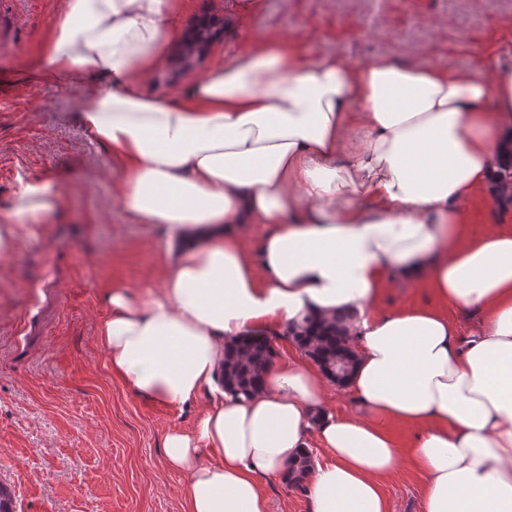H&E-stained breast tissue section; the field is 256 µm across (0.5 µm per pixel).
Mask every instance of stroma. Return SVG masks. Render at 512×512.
I'll list each match as a JSON object with an SVG mask.
<instances>
[{
	"label": "stroma",
	"instance_id": "stroma-1",
	"mask_svg": "<svg viewBox=\"0 0 512 512\" xmlns=\"http://www.w3.org/2000/svg\"><path fill=\"white\" fill-rule=\"evenodd\" d=\"M58 0H0V214L21 177L48 180L62 213L16 227L0 252V484L13 512H182V473L168 468L171 427L191 430L201 396L173 407L136 396L106 367L97 340L104 296L127 288L142 300L160 285L165 237L113 194L110 153L77 116L103 80L73 91L42 79L34 64ZM179 21H218L205 54L174 59L143 89L175 95L214 60L251 43L293 38L313 60L378 56L475 72H512V0H187ZM422 475L403 460L387 480L391 512H418Z\"/></svg>",
	"mask_w": 512,
	"mask_h": 512
}]
</instances>
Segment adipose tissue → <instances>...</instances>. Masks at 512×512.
Segmentation results:
<instances>
[{
    "mask_svg": "<svg viewBox=\"0 0 512 512\" xmlns=\"http://www.w3.org/2000/svg\"><path fill=\"white\" fill-rule=\"evenodd\" d=\"M181 11V0H59L40 69L75 89L85 73L106 78L80 123L120 167L115 196L167 236L160 287L144 301L110 289L98 339L138 396L212 397L192 432L163 439L165 464L185 476L183 512H270L260 479H281L313 441L324 456L308 512H390L384 484L405 456L424 478L420 512H512V231L468 236L461 208L512 195L498 177L512 73L435 67L423 49L356 66L266 40L187 94L145 95ZM353 130L364 137L350 144ZM62 202L22 178L10 214L38 224ZM243 224L268 225L258 252L236 234ZM399 277L426 283L439 308L376 313ZM452 309L477 327L461 334ZM311 318L356 346L343 387L364 416L327 408L335 382L305 355L249 398L224 393L228 343ZM393 423L413 430L407 449Z\"/></svg>",
    "mask_w": 512,
    "mask_h": 512,
    "instance_id": "1",
    "label": "adipose tissue"
}]
</instances>
